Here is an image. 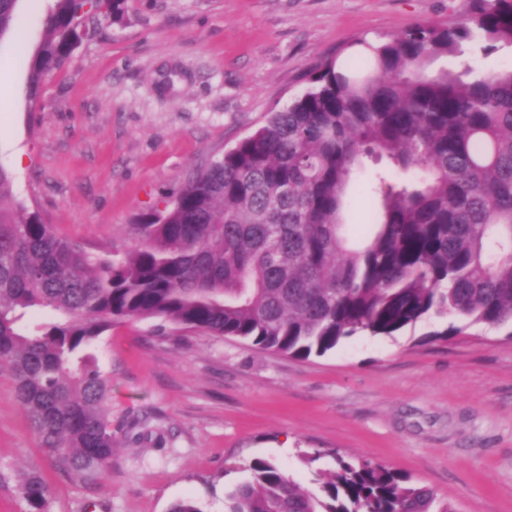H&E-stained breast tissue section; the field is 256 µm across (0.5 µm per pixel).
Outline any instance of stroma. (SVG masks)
<instances>
[{"label": "stroma", "instance_id": "obj_1", "mask_svg": "<svg viewBox=\"0 0 512 512\" xmlns=\"http://www.w3.org/2000/svg\"><path fill=\"white\" fill-rule=\"evenodd\" d=\"M474 0H126L28 96L32 56L55 0H18L23 38L0 39V165L18 201L65 238L123 252L163 207L312 85L358 40L470 15ZM432 318L394 336L356 334L306 359L230 337L121 324L95 350L112 378L117 448L104 485L62 479L0 370V512L38 470L46 512H169L182 499L224 512L256 458L306 487L337 457L433 488L459 512H512V332L448 338ZM319 452L313 463L303 453Z\"/></svg>", "mask_w": 512, "mask_h": 512}]
</instances>
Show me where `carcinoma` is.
Returning <instances> with one entry per match:
<instances>
[{
  "instance_id": "cac0c4a2",
  "label": "carcinoma",
  "mask_w": 512,
  "mask_h": 512,
  "mask_svg": "<svg viewBox=\"0 0 512 512\" xmlns=\"http://www.w3.org/2000/svg\"><path fill=\"white\" fill-rule=\"evenodd\" d=\"M18 0H0V38ZM28 94L59 70L85 19L118 22L125 0H56ZM512 45V0H477L447 26L416 24L359 40L357 57L324 66L312 87L196 172L172 203L140 218L135 243L100 255L57 235L23 206L0 165V368L42 451L68 480L112 470V384L90 352L113 327L155 320L263 350L323 356L357 333L392 336L435 317L512 323V65L429 72L465 43ZM376 204L372 232L346 234L348 189ZM43 311L34 325L25 316ZM224 512H457L392 468L336 457L318 491L256 458ZM30 512L49 488L18 487Z\"/></svg>"
}]
</instances>
